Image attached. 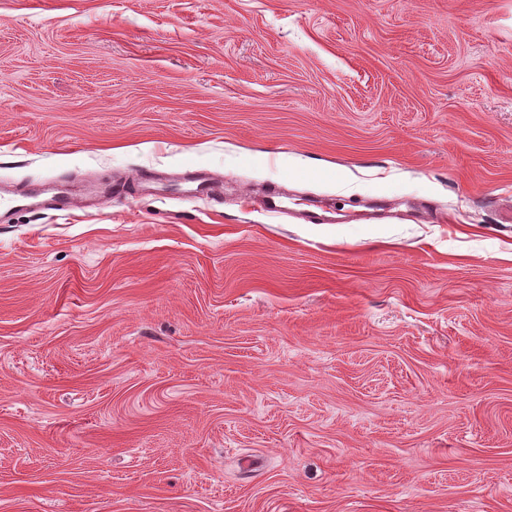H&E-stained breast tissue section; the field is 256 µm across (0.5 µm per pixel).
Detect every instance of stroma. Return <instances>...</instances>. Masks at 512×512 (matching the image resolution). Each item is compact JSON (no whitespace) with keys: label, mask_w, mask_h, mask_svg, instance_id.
I'll use <instances>...</instances> for the list:
<instances>
[{"label":"stroma","mask_w":512,"mask_h":512,"mask_svg":"<svg viewBox=\"0 0 512 512\" xmlns=\"http://www.w3.org/2000/svg\"><path fill=\"white\" fill-rule=\"evenodd\" d=\"M15 188L0 512H512V0H0Z\"/></svg>","instance_id":"obj_1"}]
</instances>
